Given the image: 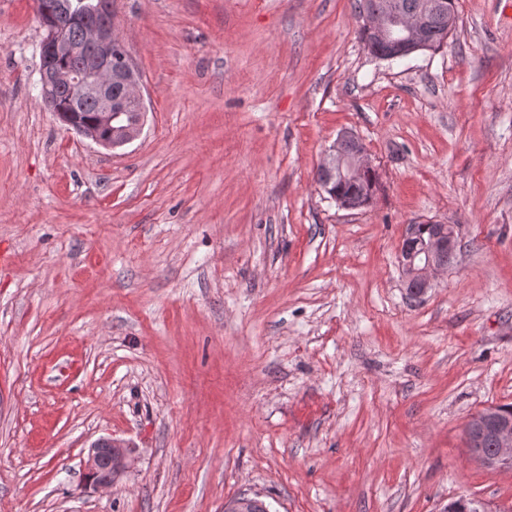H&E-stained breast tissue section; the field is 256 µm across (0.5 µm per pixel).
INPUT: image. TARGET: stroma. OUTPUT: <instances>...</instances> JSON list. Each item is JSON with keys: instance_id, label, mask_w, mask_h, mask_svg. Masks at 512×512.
<instances>
[{"instance_id": "1", "label": "stroma", "mask_w": 512, "mask_h": 512, "mask_svg": "<svg viewBox=\"0 0 512 512\" xmlns=\"http://www.w3.org/2000/svg\"><path fill=\"white\" fill-rule=\"evenodd\" d=\"M355 6L112 0L147 117L109 150L46 108L34 0H0V512H512L464 437L512 404L506 0L397 60ZM344 131L359 209L316 180ZM413 224L458 240L419 300ZM107 438L129 466L86 490Z\"/></svg>"}]
</instances>
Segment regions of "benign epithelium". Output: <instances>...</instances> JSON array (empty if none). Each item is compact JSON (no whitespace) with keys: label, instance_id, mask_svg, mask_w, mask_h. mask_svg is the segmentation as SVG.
Returning <instances> with one entry per match:
<instances>
[{"label":"benign epithelium","instance_id":"obj_1","mask_svg":"<svg viewBox=\"0 0 512 512\" xmlns=\"http://www.w3.org/2000/svg\"><path fill=\"white\" fill-rule=\"evenodd\" d=\"M92 7L98 13L89 16L68 7L65 20L81 25L86 33L85 43L78 47L65 37L63 24H58L46 35L40 45V73L42 97L49 110L55 108L56 89L47 83V73L63 59L89 52L96 61L93 75L81 69H68L58 73V87L71 92L84 93L95 102L93 121L76 124L79 134L106 149L126 146L140 137L144 128L146 108L140 90V77L130 56L116 52L118 39L114 35L112 0H95ZM379 41L385 44L383 53L388 60L411 55L425 45V16L412 22L393 14L373 24ZM119 78L126 86V100L112 98V80ZM139 112L136 124L119 142L112 141V124L125 115L126 103ZM342 178L355 180L371 167L365 149L351 154L338 153L336 161ZM457 238L451 224H435L430 235L422 237L416 227L405 235L399 252V261L406 287L417 297H423L432 287L434 275L446 270V258L455 257ZM468 447L474 457L489 468L512 466V415L489 407L471 417L467 424ZM491 442L485 450L483 444ZM86 466L85 487L99 489L112 486V480L126 468L124 446L110 439H101L90 446Z\"/></svg>","mask_w":512,"mask_h":512}]
</instances>
